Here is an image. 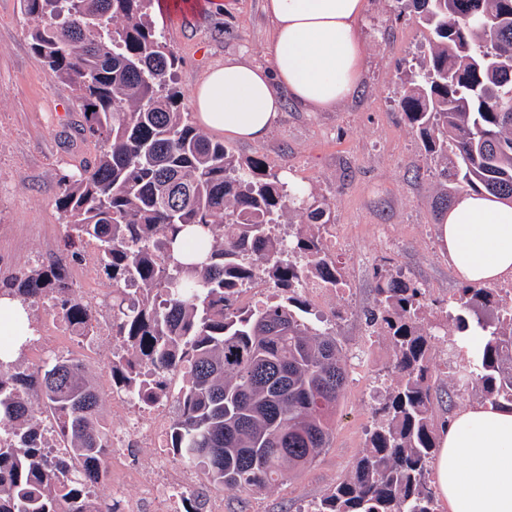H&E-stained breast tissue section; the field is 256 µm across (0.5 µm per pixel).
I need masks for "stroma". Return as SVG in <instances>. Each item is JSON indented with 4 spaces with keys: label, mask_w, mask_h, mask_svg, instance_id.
I'll list each match as a JSON object with an SVG mask.
<instances>
[{
    "label": "stroma",
    "mask_w": 512,
    "mask_h": 512,
    "mask_svg": "<svg viewBox=\"0 0 512 512\" xmlns=\"http://www.w3.org/2000/svg\"><path fill=\"white\" fill-rule=\"evenodd\" d=\"M153 0L149 19L179 59L176 83L183 105L209 66L229 57L266 60L269 25L262 0ZM35 18L19 0H0V279L36 266L42 253L59 252L65 219L55 199L59 181L88 150L78 129L83 115L70 88L52 78L31 48ZM367 47L363 80L351 100L333 112H308L285 102L279 121L257 142H231L242 159L259 157L281 179L301 185L331 208L322 237L341 263L346 293L325 288L311 297L313 311H341L331 328L349 372L333 437L314 462L267 490L218 492L224 512H302L346 478L366 451L374 421V386L392 380L394 352L371 334L364 319L376 302L377 274L400 267L427 290L424 317L434 321L460 283L438 243L440 188L434 163L398 104L405 70L429 40L428 30L397 0H368L361 22ZM30 314L46 352L83 360L102 397V415L114 421L109 364L116 343L100 318L88 346L67 340L64 324L47 305ZM435 385L447 390L466 359L456 330L432 342Z\"/></svg>",
    "instance_id": "obj_1"
}]
</instances>
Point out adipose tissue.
I'll use <instances>...</instances> for the list:
<instances>
[{
	"label": "adipose tissue",
	"instance_id": "obj_1",
	"mask_svg": "<svg viewBox=\"0 0 512 512\" xmlns=\"http://www.w3.org/2000/svg\"><path fill=\"white\" fill-rule=\"evenodd\" d=\"M271 36L263 64L233 57L209 68L192 106L199 124L230 140L257 141L285 99L330 112L356 92L366 58L359 23L366 0H263ZM458 281L490 285L512 276V202L459 192L438 227ZM24 306L0 296V360H14ZM433 485L448 512H512V406L467 403L444 426Z\"/></svg>",
	"mask_w": 512,
	"mask_h": 512
}]
</instances>
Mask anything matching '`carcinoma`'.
Masks as SVG:
<instances>
[{"label":"carcinoma","instance_id":"1","mask_svg":"<svg viewBox=\"0 0 512 512\" xmlns=\"http://www.w3.org/2000/svg\"><path fill=\"white\" fill-rule=\"evenodd\" d=\"M152 0H21L40 19L31 32L51 77L66 82L84 112L79 129L92 157L61 177L67 262L97 255L112 280V389L148 408L179 407L167 446L211 489L253 493L311 463L333 436L348 380L336 338L312 316L305 284L347 287L319 235L298 231L285 244L274 225L294 208L309 223L329 207L241 159L199 132L173 85L178 59L147 20ZM432 34L401 81L399 106L444 161L439 212L462 189L512 199V0H409ZM495 26L487 41L478 19ZM122 21L114 27L112 22ZM223 232H214L216 221ZM200 225L211 239L183 241ZM262 280L283 293L239 305L244 285ZM365 314L394 348L396 384L376 410L368 451L352 474L309 512H435L429 464L438 420L431 393L435 325L420 324L427 289L401 269L378 275ZM27 307L51 303L76 336L93 332V309L76 294L67 266L33 267L0 281V293ZM465 345L454 388L477 382L486 400L512 406V304L497 289L465 285L450 305ZM41 413L59 447L42 446ZM101 394L75 357L34 369L0 362V512H102L92 488L112 459Z\"/></svg>","mask_w":512,"mask_h":512}]
</instances>
